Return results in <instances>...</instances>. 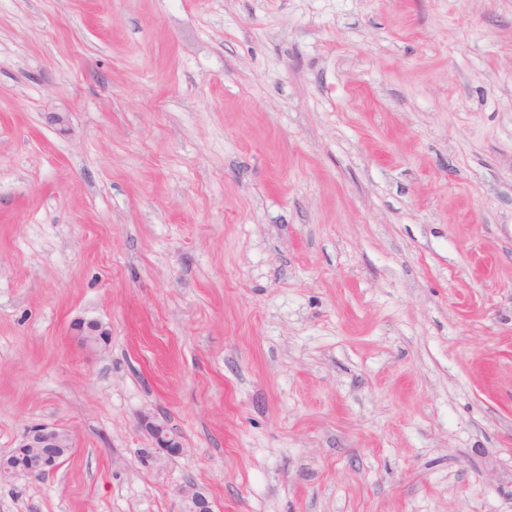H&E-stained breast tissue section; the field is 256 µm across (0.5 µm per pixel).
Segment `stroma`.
<instances>
[{
    "instance_id": "35a3bbf8",
    "label": "stroma",
    "mask_w": 512,
    "mask_h": 512,
    "mask_svg": "<svg viewBox=\"0 0 512 512\" xmlns=\"http://www.w3.org/2000/svg\"><path fill=\"white\" fill-rule=\"evenodd\" d=\"M40 424L0 512H512V0H0V453ZM143 425L151 435L154 445L169 454L180 453L184 448L175 437H173L162 417L157 415L146 416L143 419ZM59 429L47 424L32 427L24 434L18 448H50L57 442ZM26 464L19 461L15 451L11 455L0 457V478H23L34 475L51 474L63 465L62 454L54 451H41L28 455Z\"/></svg>"
}]
</instances>
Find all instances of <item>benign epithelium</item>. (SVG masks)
I'll list each match as a JSON object with an SVG mask.
<instances>
[{"instance_id": "obj_1", "label": "benign epithelium", "mask_w": 512, "mask_h": 512, "mask_svg": "<svg viewBox=\"0 0 512 512\" xmlns=\"http://www.w3.org/2000/svg\"><path fill=\"white\" fill-rule=\"evenodd\" d=\"M78 336H106L107 328L97 320L81 321L77 324ZM143 425L151 435L154 445L170 454L182 451L181 444L173 437L163 418L153 415L143 419ZM59 428L42 424L28 430L22 440V448H39L41 452L32 453L26 462L19 461V454L14 452L0 457V478H23L34 475L50 474L63 465L62 455L48 450L58 439ZM184 501L191 507V512H213L212 501L202 492L193 487L180 490Z\"/></svg>"}]
</instances>
